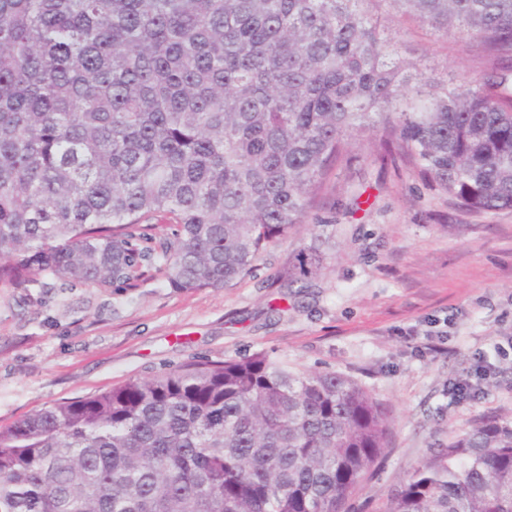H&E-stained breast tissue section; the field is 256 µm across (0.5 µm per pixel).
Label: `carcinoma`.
<instances>
[{
  "label": "carcinoma",
  "mask_w": 512,
  "mask_h": 512,
  "mask_svg": "<svg viewBox=\"0 0 512 512\" xmlns=\"http://www.w3.org/2000/svg\"><path fill=\"white\" fill-rule=\"evenodd\" d=\"M369 4L469 39L480 77L409 79ZM366 132L458 208L512 210V0H0V285L155 264L232 286ZM387 435L343 374L195 360L1 428L0 512H350ZM383 512H512V420L437 449Z\"/></svg>",
  "instance_id": "1"
}]
</instances>
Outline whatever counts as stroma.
<instances>
[{
  "instance_id": "obj_1",
  "label": "stroma",
  "mask_w": 512,
  "mask_h": 512,
  "mask_svg": "<svg viewBox=\"0 0 512 512\" xmlns=\"http://www.w3.org/2000/svg\"><path fill=\"white\" fill-rule=\"evenodd\" d=\"M380 25L389 60L452 85L474 75L419 22L385 11ZM355 150L310 223L233 286L178 291L146 267L130 288H0V428L193 359L265 351L348 376L382 404L388 444L351 497L354 512H382L434 448L483 417H512V211H461L408 163L373 164L371 137ZM319 232L322 263L285 287Z\"/></svg>"
}]
</instances>
